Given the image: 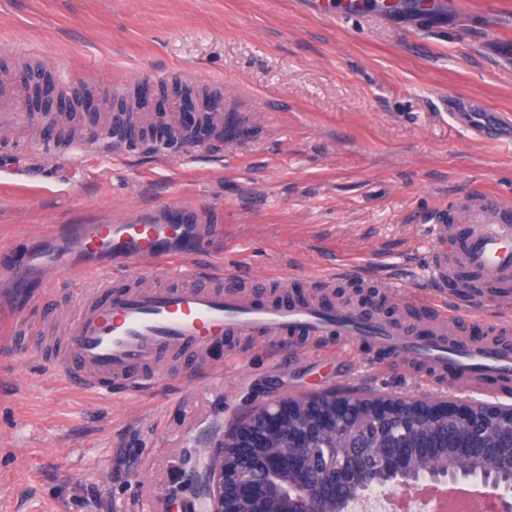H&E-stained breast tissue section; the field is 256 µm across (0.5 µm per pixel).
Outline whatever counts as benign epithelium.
<instances>
[{"label":"benign epithelium","instance_id":"1","mask_svg":"<svg viewBox=\"0 0 512 512\" xmlns=\"http://www.w3.org/2000/svg\"><path fill=\"white\" fill-rule=\"evenodd\" d=\"M299 400L271 398L252 407L224 432V437L197 455L203 461L201 470H192L187 484L198 495L205 512H268L270 505L278 512H334L336 491L346 482L360 459L323 448V485L315 483L308 472L307 453L315 446L313 434L306 428L290 425ZM307 407L313 423L329 429V436L350 446L356 440L352 427L343 417L361 413L371 420L389 414L397 406L408 409L407 419L394 429L396 436L412 440L414 448H395L376 458L380 476L374 484L395 488L412 495L422 482L445 484L466 479L442 469L426 472L412 470L408 458L428 460L438 444L433 427L440 419H451L457 427L453 446L482 462L475 476L492 500L506 505L512 493V467L504 469L498 448H512V405L441 399L367 398L361 396H310ZM266 448L264 458L253 469L240 466L251 449Z\"/></svg>","mask_w":512,"mask_h":512}]
</instances>
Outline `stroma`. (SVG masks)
Returning <instances> with one entry per match:
<instances>
[{"mask_svg": "<svg viewBox=\"0 0 512 512\" xmlns=\"http://www.w3.org/2000/svg\"><path fill=\"white\" fill-rule=\"evenodd\" d=\"M440 18L321 17L314 0H0V80H22L36 52L55 91H105L112 108L73 105L102 126L134 88L153 120L185 121L190 88L221 101L236 129L158 159L90 161L53 178L0 173V243L26 235L50 252L63 224L178 201L224 227L214 263L273 291L309 293L329 276L337 300L381 305L424 324L413 302L426 221L464 192L512 195V0H438ZM494 123L491 141L464 118ZM59 275L29 317L56 328L74 304ZM407 280L387 295L381 280ZM388 354L348 357L283 336L222 344L174 362L155 392L105 401L57 380L30 352L0 348V512H202L186 484L194 451L257 400L328 391L451 395L419 384Z\"/></svg>", "mask_w": 512, "mask_h": 512, "instance_id": "obj_1", "label": "stroma"}]
</instances>
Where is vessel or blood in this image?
I'll use <instances>...</instances> for the list:
<instances>
[{
    "mask_svg": "<svg viewBox=\"0 0 512 512\" xmlns=\"http://www.w3.org/2000/svg\"><path fill=\"white\" fill-rule=\"evenodd\" d=\"M316 5L325 16L342 6L345 18L354 20L366 0H316ZM110 150V133L101 130L72 147L65 161L77 171L91 155ZM461 205L467 214L465 246H457L456 228L443 214L434 216L426 270L438 292L423 301L432 316L420 333L346 304L325 307L314 298L257 303L246 295L245 283L223 268L200 274L193 257L214 239L217 227L191 223L178 202L143 212L133 222L116 217L68 227V244L51 264L71 267L80 258L85 266L72 290L76 310L63 333L64 354L52 371L101 397L141 396L163 379L160 358L167 352L198 354L228 337L314 342L334 337L343 352L364 347L385 352L394 361L431 369L435 380L450 379L457 389L497 397L491 381L512 378V349L495 339L476 350L448 343V335L461 327L448 281L464 268L512 282V197L481 191L465 195ZM32 253L26 238L0 249V275L11 279L16 292L44 275ZM137 266L141 276L129 279L128 268Z\"/></svg>",
    "mask_w": 512,
    "mask_h": 512,
    "instance_id": "obj_1",
    "label": "vessel or blood"
}]
</instances>
